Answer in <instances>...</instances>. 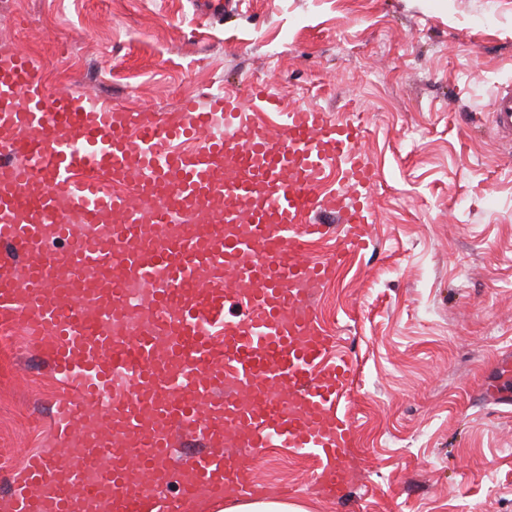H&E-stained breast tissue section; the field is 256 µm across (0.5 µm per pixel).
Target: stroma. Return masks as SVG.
Masks as SVG:
<instances>
[{
	"label": "stroma",
	"mask_w": 512,
	"mask_h": 512,
	"mask_svg": "<svg viewBox=\"0 0 512 512\" xmlns=\"http://www.w3.org/2000/svg\"><path fill=\"white\" fill-rule=\"evenodd\" d=\"M0 46L49 89L138 112L246 97L360 122L378 169L371 238L317 298L357 366L360 480L330 504L278 450L259 481L306 512H512V404L483 387L512 353V143L490 104L512 84V0H0ZM61 389L14 329L0 347V492L52 448Z\"/></svg>",
	"instance_id": "35a3bbf8"
}]
</instances>
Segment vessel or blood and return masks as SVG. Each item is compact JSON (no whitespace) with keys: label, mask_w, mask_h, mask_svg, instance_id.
Instances as JSON below:
<instances>
[{"label":"vessel or blood","mask_w":512,"mask_h":512,"mask_svg":"<svg viewBox=\"0 0 512 512\" xmlns=\"http://www.w3.org/2000/svg\"><path fill=\"white\" fill-rule=\"evenodd\" d=\"M491 112L512 140V86ZM363 137L316 107L282 111L263 86L168 112L107 109L49 92L41 63L0 52V244L14 255L0 262V319L22 322L63 389L56 449L26 455L8 512L250 496L275 448L315 462L316 496L354 483L356 373L316 300L370 239ZM90 167L134 195L74 182ZM332 233L335 251L311 257ZM186 435L206 452L177 456Z\"/></svg>","instance_id":"obj_1"}]
</instances>
